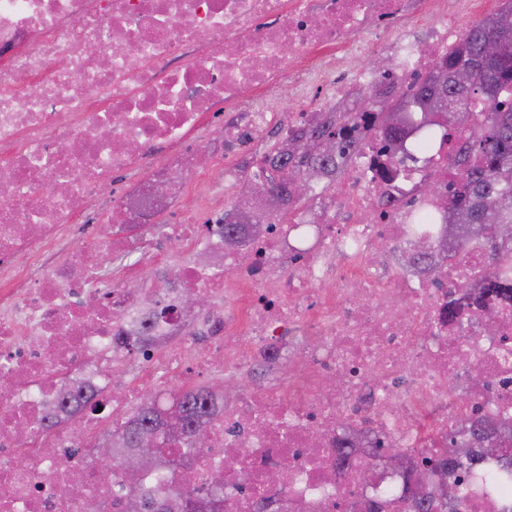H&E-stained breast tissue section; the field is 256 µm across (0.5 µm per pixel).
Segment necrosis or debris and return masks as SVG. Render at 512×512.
Wrapping results in <instances>:
<instances>
[{"label": "necrosis or debris", "instance_id": "obj_1", "mask_svg": "<svg viewBox=\"0 0 512 512\" xmlns=\"http://www.w3.org/2000/svg\"><path fill=\"white\" fill-rule=\"evenodd\" d=\"M436 2L422 46L410 34L417 0H0V374L11 379L0 387V512H126L131 492L95 467L89 435L134 403L107 396L99 369L122 358L126 314L158 288L170 309L142 358L144 385L220 365L288 370L285 383L221 405L209 450L171 474L177 490L223 479L225 512H253L259 498L270 512H400L415 494L414 463L447 447L449 430L473 415L512 420V302L477 309L480 245L464 261L437 249L431 270L407 263L408 224L428 216L436 235L447 216L456 138L406 166L381 154L378 132L361 134L336 190L265 225L245 256L224 249L223 211L187 224L175 210L211 164L195 148L203 127L220 134L226 184L260 174L254 147L272 119L271 89L312 97L293 126L325 98L377 83L361 64L374 49L389 50L400 77L427 75L459 41L448 0ZM80 43L95 53H76ZM122 172L135 178L107 203L93 241L16 292L15 261L35 257ZM416 180L436 195L409 197ZM163 214L182 261L155 242ZM134 250L149 251L151 272L132 264L106 287L104 252ZM186 288L224 305L204 326L208 350L189 339L168 353ZM97 391L101 409L67 404ZM388 439L411 470L378 466ZM495 468L489 457L467 474L458 512H500Z\"/></svg>", "mask_w": 512, "mask_h": 512}]
</instances>
